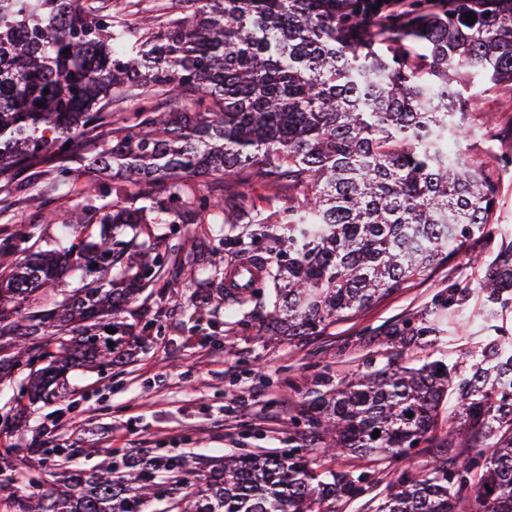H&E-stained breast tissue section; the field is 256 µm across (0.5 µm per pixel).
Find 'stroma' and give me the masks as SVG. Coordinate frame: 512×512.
Wrapping results in <instances>:
<instances>
[{
	"label": "stroma",
	"mask_w": 512,
	"mask_h": 512,
	"mask_svg": "<svg viewBox=\"0 0 512 512\" xmlns=\"http://www.w3.org/2000/svg\"><path fill=\"white\" fill-rule=\"evenodd\" d=\"M475 135L462 142L468 154L495 162L512 156V91L478 96L471 109ZM50 164L25 172L30 184L10 200L11 214L0 216V229L22 240L30 225L44 229L46 242L61 235L58 218L68 206L94 208L115 201V192L98 197L84 192L85 176L53 187ZM152 253L161 267L153 286L125 314L130 335L120 337V362L92 371L73 369L65 396L37 405L14 427L6 447L15 451V468L0 473L20 480L24 448L44 449L49 467L92 469L104 458L122 467L127 453L146 456L190 454L215 459L239 451L264 454L317 449L302 411L319 393L348 379L368 364L404 363L388 328L413 317L439 286L450 281L476 284L482 264L512 242V168L502 173L495 208L496 236H471L464 251L440 265L427 280L409 284L348 318L330 323L319 335L290 340L266 335L269 308L253 301L244 306L218 296L204 298L201 278L190 277L188 264L176 260L173 245L192 244L200 224H171L166 214L149 211ZM179 301H171L170 289ZM457 333L420 358L460 359L463 348L487 335L484 324L462 316ZM458 400L449 397L428 442L393 462L353 455L336 461L339 470L373 472V488L335 506L336 512H373L396 467L420 475L443 460L441 440L455 425Z\"/></svg>",
	"instance_id": "obj_1"
}]
</instances>
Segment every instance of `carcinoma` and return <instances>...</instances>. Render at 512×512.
<instances>
[{
    "label": "carcinoma",
    "mask_w": 512,
    "mask_h": 512,
    "mask_svg": "<svg viewBox=\"0 0 512 512\" xmlns=\"http://www.w3.org/2000/svg\"><path fill=\"white\" fill-rule=\"evenodd\" d=\"M425 2L414 0L408 26L376 31L362 2L345 16L336 0H163L156 32L101 0H0V188L21 191L20 173L44 161L54 185L68 184L66 145L81 146L86 192L111 177L136 199L162 187L178 219L228 226L224 244L259 270L232 301L260 295L272 308L266 332L314 336L429 276L492 224L493 171L459 142L472 133L473 85L512 86V0L471 25L470 0L446 14ZM201 177L205 193L192 189ZM230 181L286 188L288 206L272 218L229 205L220 190ZM95 214L96 232L84 210L67 212L64 252L0 240V381L27 367L0 434L67 393L72 368L120 359L107 328L129 329L122 313L155 269L139 212L105 204ZM266 239L269 256L255 254ZM203 263L224 294V271ZM66 270L82 286L43 302ZM511 306L512 247L478 288L450 283L390 331L404 349L432 347L470 308L496 335L467 351L469 369L411 358L311 403L323 456L399 460L429 439L448 394L460 398L445 463L422 476L393 472L376 512H512V337L495 325ZM461 433L481 443L462 461ZM24 464L30 491L12 498V512H143L161 493L159 473L196 488L173 512H334L369 484L299 450L232 454L209 468L191 455L132 456L118 473L110 460L52 471L28 448Z\"/></svg>",
    "instance_id": "cac0c4a2"
}]
</instances>
